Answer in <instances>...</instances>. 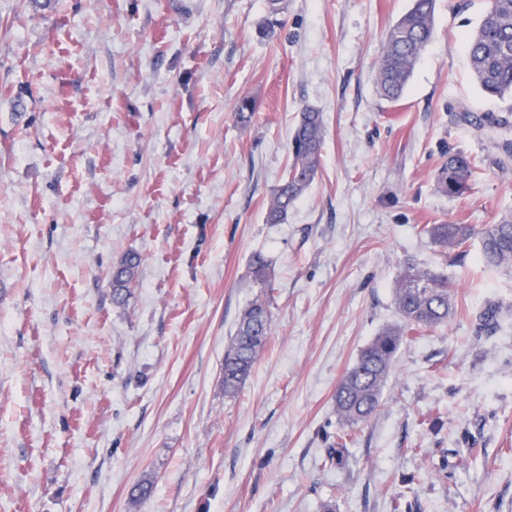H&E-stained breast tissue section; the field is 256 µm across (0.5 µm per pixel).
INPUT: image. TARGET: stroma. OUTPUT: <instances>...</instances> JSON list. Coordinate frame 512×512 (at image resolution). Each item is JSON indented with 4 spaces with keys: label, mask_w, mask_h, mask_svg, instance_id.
<instances>
[{
    "label": "stroma",
    "mask_w": 512,
    "mask_h": 512,
    "mask_svg": "<svg viewBox=\"0 0 512 512\" xmlns=\"http://www.w3.org/2000/svg\"><path fill=\"white\" fill-rule=\"evenodd\" d=\"M485 4L437 0L386 102L376 65L410 0H285L270 41L266 0H0V512H512V270L420 232L512 207L501 129L459 119L506 114L464 48ZM307 107L325 121L317 174L266 223ZM449 150L486 161L459 198L436 187ZM407 258L447 273L456 313L402 344L328 466L336 387L397 323ZM258 296L271 335L228 396L224 350ZM117 263L112 270V297L117 304H122L126 301L130 294V287L137 278L141 258L136 253H127Z\"/></svg>",
    "instance_id": "obj_1"
}]
</instances>
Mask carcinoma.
Instances as JSON below:
<instances>
[{"mask_svg": "<svg viewBox=\"0 0 512 512\" xmlns=\"http://www.w3.org/2000/svg\"><path fill=\"white\" fill-rule=\"evenodd\" d=\"M281 4L282 0H267L270 18L260 26L262 37H275L271 17L279 14ZM435 10L436 0H411L409 9L387 30L376 67V89L381 99L393 102L403 96L416 63L433 41ZM465 49L482 94L512 102V0H487L478 24L466 38ZM460 119L478 129L492 123L505 129L509 126V120L497 122L489 114L464 112ZM324 137L323 114L314 108L303 109L292 135V162L286 178L275 189L266 213L267 223H285L295 200L313 182ZM478 170L477 158L450 152L438 169L437 188L450 198L459 197L471 189ZM420 233L454 251L465 248L476 238L483 265L512 267V209L503 212L496 223L481 228L471 224H425ZM140 265V256L128 253L113 268L112 297L116 303L126 301ZM250 269L255 284L261 288L270 285L272 269L264 255L254 254ZM394 303L400 323L379 331L360 350L336 389V411L342 429L336 435V447L327 449L326 463L330 465L343 460L353 426L368 421L380 406L395 354L407 339V333L444 326L455 312L448 276L421 270L410 262L399 272ZM271 325L267 300L258 297L244 309L224 351V394H234L249 377L267 344Z\"/></svg>", "mask_w": 512, "mask_h": 512, "instance_id": "1", "label": "carcinoma"}]
</instances>
